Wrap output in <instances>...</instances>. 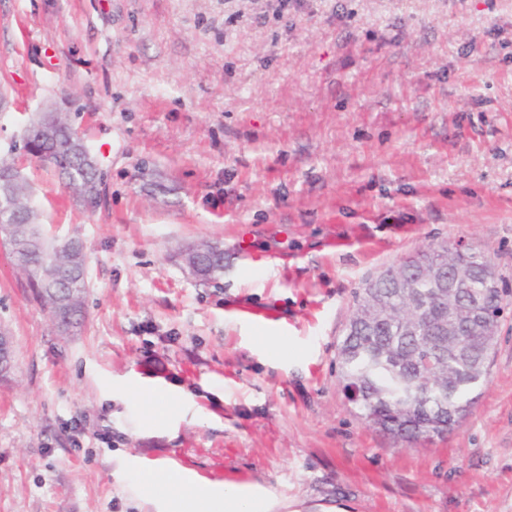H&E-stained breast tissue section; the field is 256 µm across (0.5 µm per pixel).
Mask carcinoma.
I'll use <instances>...</instances> for the list:
<instances>
[{"label": "carcinoma", "mask_w": 512, "mask_h": 512, "mask_svg": "<svg viewBox=\"0 0 512 512\" xmlns=\"http://www.w3.org/2000/svg\"><path fill=\"white\" fill-rule=\"evenodd\" d=\"M26 148L69 184H103L102 172L87 161V142L62 112L37 114L27 128ZM13 168V162L0 160V230L10 236L17 229L41 226L27 186L10 180ZM71 243L73 251L63 270L67 291L59 296L40 291L44 256L55 252L56 244L40 234L17 262L51 312L75 329L81 321L69 317L84 307L87 281L83 243L78 239ZM197 252L204 253L197 276L211 280L224 272L222 249L202 242L189 247L184 259ZM477 255V251L451 254L432 244L417 252L425 265H439L450 274L459 264L471 267L473 288L464 296L438 292L430 273H413L405 262L389 268L388 277L382 280L366 281L356 292L350 329L338 351L340 383L362 420L400 442L417 444L448 433L474 404L473 393L484 376L473 371V357L484 349L486 337L468 329L454 340L441 334L440 326L448 322L450 303L459 307L502 305L499 289L483 288ZM373 303L382 304L388 317L366 320L364 314ZM423 355L431 357L432 369L422 365Z\"/></svg>", "instance_id": "obj_1"}]
</instances>
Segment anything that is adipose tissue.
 <instances>
[{
    "instance_id": "adipose-tissue-1",
    "label": "adipose tissue",
    "mask_w": 512,
    "mask_h": 512,
    "mask_svg": "<svg viewBox=\"0 0 512 512\" xmlns=\"http://www.w3.org/2000/svg\"><path fill=\"white\" fill-rule=\"evenodd\" d=\"M142 478L164 503L165 512H177L186 503L190 512H270L273 500L252 488L228 484L217 487L172 469L147 468Z\"/></svg>"
}]
</instances>
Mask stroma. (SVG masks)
Returning a JSON list of instances; mask_svg holds the SVG:
<instances>
[{
  "label": "stroma",
  "mask_w": 512,
  "mask_h": 512,
  "mask_svg": "<svg viewBox=\"0 0 512 512\" xmlns=\"http://www.w3.org/2000/svg\"><path fill=\"white\" fill-rule=\"evenodd\" d=\"M0 96V158L88 281L60 334L0 243V512H156L162 462L274 512H512V0H0ZM51 110L99 161L96 209L24 149ZM459 238L505 313L473 410L398 443L338 347L366 280ZM197 252L205 253L202 265L197 273V277L204 279H216L224 272V251L208 242H202L198 245L189 247L184 253V261Z\"/></svg>",
  "instance_id": "1"
}]
</instances>
